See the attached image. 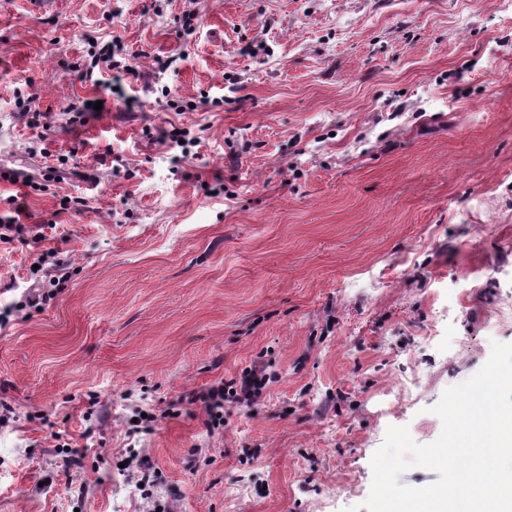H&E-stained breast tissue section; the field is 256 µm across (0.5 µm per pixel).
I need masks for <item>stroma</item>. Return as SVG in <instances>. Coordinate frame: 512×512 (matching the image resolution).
Returning a JSON list of instances; mask_svg holds the SVG:
<instances>
[{
	"label": "stroma",
	"mask_w": 512,
	"mask_h": 512,
	"mask_svg": "<svg viewBox=\"0 0 512 512\" xmlns=\"http://www.w3.org/2000/svg\"><path fill=\"white\" fill-rule=\"evenodd\" d=\"M115 37L122 99L77 69ZM58 167L0 180L65 277L0 328V512H345L388 427L436 440L512 343V0H0V170ZM29 253L0 243V311ZM256 361L261 404L211 426ZM271 377L266 368L254 365L245 369L235 378L228 381L220 380L207 391L203 400L206 414L213 425H223L224 403H236L242 407L252 408L259 403L263 391L268 386Z\"/></svg>",
	"instance_id": "obj_1"
}]
</instances>
